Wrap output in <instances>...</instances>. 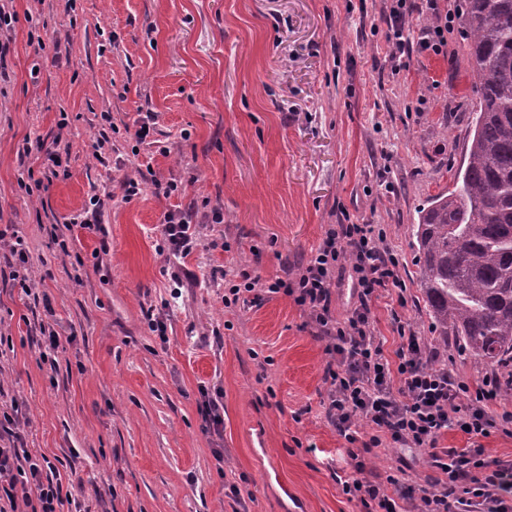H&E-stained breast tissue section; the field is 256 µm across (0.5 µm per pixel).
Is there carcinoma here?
Returning <instances> with one entry per match:
<instances>
[{
  "label": "carcinoma",
  "mask_w": 512,
  "mask_h": 512,
  "mask_svg": "<svg viewBox=\"0 0 512 512\" xmlns=\"http://www.w3.org/2000/svg\"><path fill=\"white\" fill-rule=\"evenodd\" d=\"M477 95L454 187L419 209L418 287L435 329L504 372L512 391V0H464Z\"/></svg>",
  "instance_id": "1"
}]
</instances>
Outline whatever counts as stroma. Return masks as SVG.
<instances>
[{
  "instance_id": "35a3bbf8",
  "label": "stroma",
  "mask_w": 512,
  "mask_h": 512,
  "mask_svg": "<svg viewBox=\"0 0 512 512\" xmlns=\"http://www.w3.org/2000/svg\"><path fill=\"white\" fill-rule=\"evenodd\" d=\"M0 8L16 16L0 34V405L21 403L24 447L83 489L61 512H361L343 482L360 462L370 479L392 472L396 454L348 445L328 421L326 343L266 285L295 279L329 225L377 224L407 287L406 304L393 289L372 299L384 354L396 320L431 335L412 226L463 161L475 97L461 31L396 65L383 0ZM35 138L64 176L41 180L43 155L24 152ZM94 197L97 231L75 223ZM171 211L202 237L188 257L159 248ZM18 238L30 297L3 273ZM242 266L260 282L225 306ZM45 326L60 336L52 366ZM215 396L218 426L201 415Z\"/></svg>"
}]
</instances>
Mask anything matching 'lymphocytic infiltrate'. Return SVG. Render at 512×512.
<instances>
[{"instance_id":"f902f5d3","label":"lymphocytic infiltrate","mask_w":512,"mask_h":512,"mask_svg":"<svg viewBox=\"0 0 512 512\" xmlns=\"http://www.w3.org/2000/svg\"><path fill=\"white\" fill-rule=\"evenodd\" d=\"M428 14L432 22L420 29L421 51L441 54L453 30V14L445 0H395L390 8L392 31L388 41L393 53L409 47V19ZM162 235L170 254L188 256L199 245L197 230L181 214L164 218ZM384 236L373 224H333L316 252L294 281L276 279L271 293L293 296L307 312L330 356L325 379L329 385L326 415L347 443L359 440L358 421H367L372 433L368 447L383 443L402 449L436 446L442 431L458 429L467 435L469 448L435 453L437 477L420 489L418 512H512V502L500 493L507 475L491 469L483 439L492 433L512 435V409H497L501 390L499 375L487 374L472 386L456 378L438 354L408 323H398L400 345L395 359L383 351L370 301L380 288L406 292L400 276L399 254L384 247ZM351 281L357 300L344 317L333 306L335 287ZM401 387L392 390V379ZM18 413L0 414V512H58L63 503L78 500L75 489L64 488L60 473L47 457L32 455L18 445ZM406 457L384 480L353 478L344 481L343 492L356 499L363 512H399Z\"/></svg>"}]
</instances>
